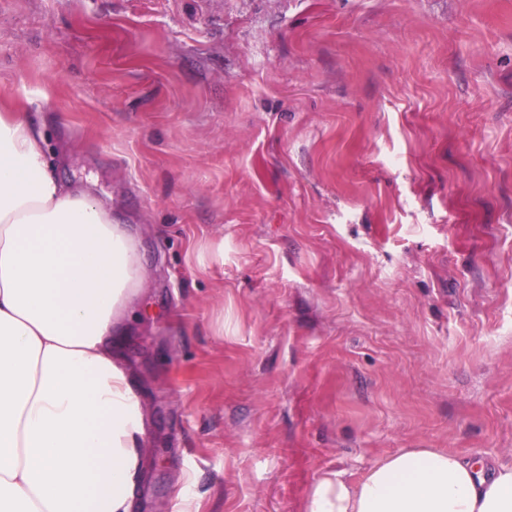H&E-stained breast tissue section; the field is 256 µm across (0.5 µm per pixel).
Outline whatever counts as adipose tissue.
<instances>
[{"instance_id": "obj_1", "label": "adipose tissue", "mask_w": 512, "mask_h": 512, "mask_svg": "<svg viewBox=\"0 0 512 512\" xmlns=\"http://www.w3.org/2000/svg\"><path fill=\"white\" fill-rule=\"evenodd\" d=\"M44 140L0 107V512H130L145 415L118 351L145 268ZM306 512H512V465L404 448L356 483L321 475Z\"/></svg>"}]
</instances>
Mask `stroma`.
Instances as JSON below:
<instances>
[{
	"label": "stroma",
	"instance_id": "1",
	"mask_svg": "<svg viewBox=\"0 0 512 512\" xmlns=\"http://www.w3.org/2000/svg\"><path fill=\"white\" fill-rule=\"evenodd\" d=\"M0 99L137 235L131 512L512 463V0H0Z\"/></svg>",
	"mask_w": 512,
	"mask_h": 512
}]
</instances>
